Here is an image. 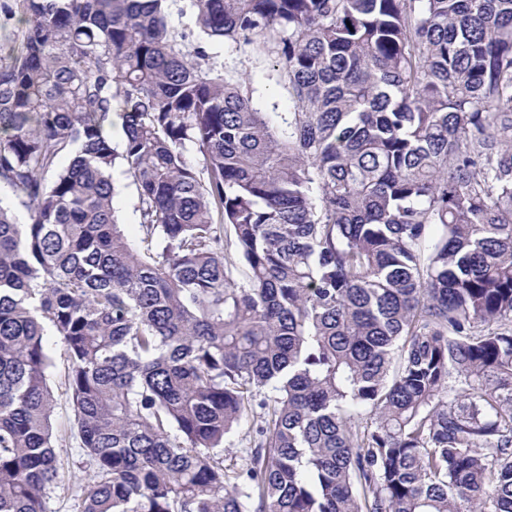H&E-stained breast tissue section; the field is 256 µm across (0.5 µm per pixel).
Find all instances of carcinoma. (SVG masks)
<instances>
[{"label": "carcinoma", "instance_id": "1", "mask_svg": "<svg viewBox=\"0 0 512 512\" xmlns=\"http://www.w3.org/2000/svg\"><path fill=\"white\" fill-rule=\"evenodd\" d=\"M21 2L0 512L64 481L49 329L81 512H512V0ZM209 52L214 56L213 61L217 67H223L224 63L227 65L237 67V69H247L251 71V75L255 81V86L258 88L260 94V106L264 112H287L291 106L288 98V92L281 85H279L274 78L273 62L271 59H266L260 62H255L249 59L248 56L242 53L232 52L231 48L224 45L222 41L208 42ZM277 105V109L273 110V104ZM114 178L118 185V193L114 198V207L124 224L126 234L131 238H138L140 235L137 224V216L134 211L137 201L136 187L121 174L120 169L114 172ZM50 340L57 344L56 366L53 370L51 381L57 399L54 410V431L57 439L56 448L60 455L61 462L65 471L79 472V463L82 461L79 456V439L76 431L72 427L73 413L66 396L65 386L62 384L64 380L65 364L63 356V348L61 343L51 332Z\"/></svg>", "mask_w": 512, "mask_h": 512}]
</instances>
